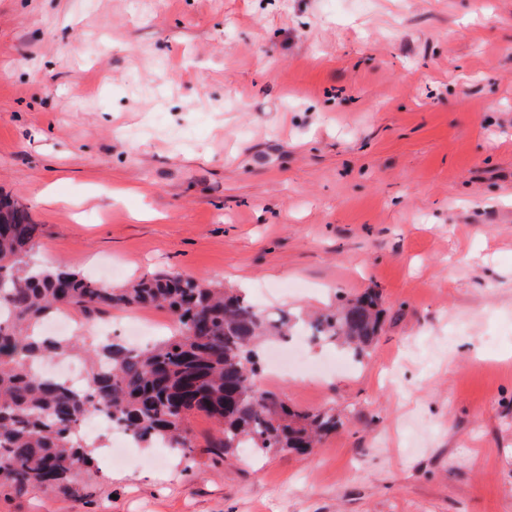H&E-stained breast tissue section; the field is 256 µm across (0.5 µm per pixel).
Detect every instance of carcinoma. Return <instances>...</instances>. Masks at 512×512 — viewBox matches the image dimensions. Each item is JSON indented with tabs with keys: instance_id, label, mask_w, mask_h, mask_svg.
I'll use <instances>...</instances> for the list:
<instances>
[{
	"instance_id": "obj_1",
	"label": "carcinoma",
	"mask_w": 512,
	"mask_h": 512,
	"mask_svg": "<svg viewBox=\"0 0 512 512\" xmlns=\"http://www.w3.org/2000/svg\"><path fill=\"white\" fill-rule=\"evenodd\" d=\"M41 234L24 208L0 198V486L69 488L93 460L77 424L98 410L139 443L178 451L193 448L194 415L213 420L215 447L226 455L239 448L311 454L336 430L332 411L299 412L256 387L257 342L292 335L291 314L264 313L233 288L175 272L114 288L36 260ZM142 308L170 313L178 329L140 349L106 337L83 350L76 339L32 333L62 310L90 318ZM381 314L379 295L368 294L314 317L310 336L340 343L359 361L376 340ZM79 350L89 362L81 389L31 373L35 364Z\"/></svg>"
}]
</instances>
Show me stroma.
<instances>
[{
  "instance_id": "35a3bbf8",
  "label": "stroma",
  "mask_w": 512,
  "mask_h": 512,
  "mask_svg": "<svg viewBox=\"0 0 512 512\" xmlns=\"http://www.w3.org/2000/svg\"><path fill=\"white\" fill-rule=\"evenodd\" d=\"M0 192L38 259L263 310L381 295L362 361L260 389L310 456L164 444L0 512H512V0H0Z\"/></svg>"
}]
</instances>
